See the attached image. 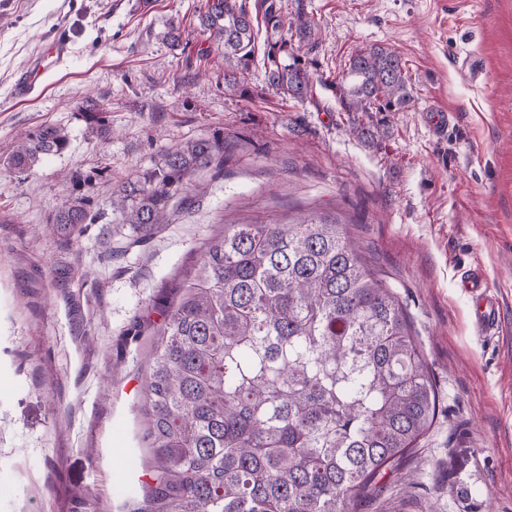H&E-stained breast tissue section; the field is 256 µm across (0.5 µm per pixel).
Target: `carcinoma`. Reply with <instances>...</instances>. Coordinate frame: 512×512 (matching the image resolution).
Here are the masks:
<instances>
[{
    "instance_id": "cac0c4a2",
    "label": "carcinoma",
    "mask_w": 512,
    "mask_h": 512,
    "mask_svg": "<svg viewBox=\"0 0 512 512\" xmlns=\"http://www.w3.org/2000/svg\"><path fill=\"white\" fill-rule=\"evenodd\" d=\"M266 28L295 29L270 2ZM200 25L224 49V93L245 97L254 24L244 0H206ZM265 85L298 102L314 64L288 40L266 39ZM355 115L411 101L406 63L373 45L353 55L337 85ZM68 146L46 124L9 156L19 170ZM224 160V138L187 141L112 208L139 227L166 223L195 170ZM91 200L64 204L53 223L85 224ZM171 305L144 386L158 485L153 512H355L375 479L398 466L432 426L438 395L394 291L367 267L347 225L322 216L286 224L224 225Z\"/></svg>"
}]
</instances>
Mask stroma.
I'll use <instances>...</instances> for the list:
<instances>
[{
  "label": "stroma",
  "instance_id": "obj_1",
  "mask_svg": "<svg viewBox=\"0 0 512 512\" xmlns=\"http://www.w3.org/2000/svg\"><path fill=\"white\" fill-rule=\"evenodd\" d=\"M151 2L0 0V512H143L156 485L143 386L168 308L225 224L310 212L348 223L403 304L440 399L357 512H512V0H280L313 28L297 44L317 69L302 103L267 91L259 61L252 98L225 95L203 0ZM58 34L68 59L14 98ZM374 44L406 61L412 100L366 117L370 143L350 133L336 84ZM92 101L104 126L84 119ZM432 104L456 115L446 139L429 131ZM45 124L67 149L8 168ZM216 133L223 166L194 172L167 223L144 231L113 209V189ZM83 195L93 222L54 224ZM463 266L485 270L507 338L474 335Z\"/></svg>",
  "mask_w": 512,
  "mask_h": 512
}]
</instances>
